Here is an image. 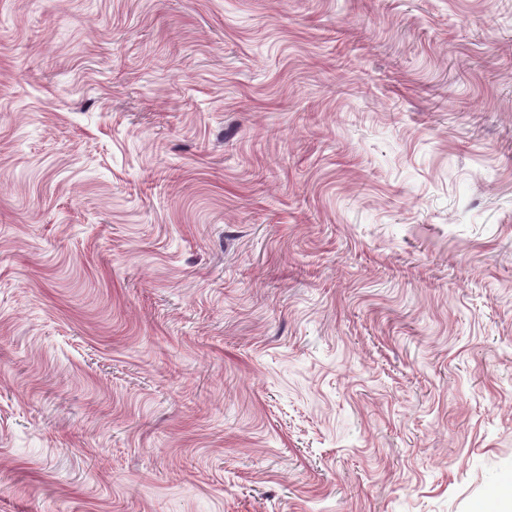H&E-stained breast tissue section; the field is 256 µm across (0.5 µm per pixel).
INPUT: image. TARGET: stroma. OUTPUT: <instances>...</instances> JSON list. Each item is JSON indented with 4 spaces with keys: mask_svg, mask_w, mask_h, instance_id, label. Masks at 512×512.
<instances>
[{
    "mask_svg": "<svg viewBox=\"0 0 512 512\" xmlns=\"http://www.w3.org/2000/svg\"><path fill=\"white\" fill-rule=\"evenodd\" d=\"M512 0H0V512H497Z\"/></svg>",
    "mask_w": 512,
    "mask_h": 512,
    "instance_id": "35a3bbf8",
    "label": "stroma"
}]
</instances>
